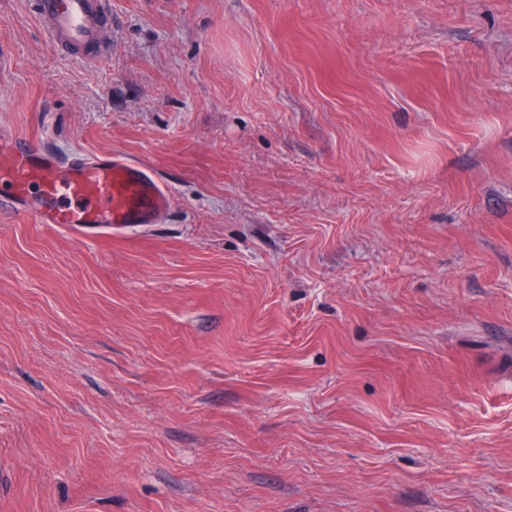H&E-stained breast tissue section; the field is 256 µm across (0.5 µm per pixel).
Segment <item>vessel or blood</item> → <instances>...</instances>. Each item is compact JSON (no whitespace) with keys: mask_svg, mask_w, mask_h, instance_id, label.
<instances>
[{"mask_svg":"<svg viewBox=\"0 0 512 512\" xmlns=\"http://www.w3.org/2000/svg\"><path fill=\"white\" fill-rule=\"evenodd\" d=\"M45 42L55 52L92 63L110 51L111 0H31ZM174 198L143 164L112 153L61 159L38 144L0 136V208L38 224L84 233L158 223Z\"/></svg>","mask_w":512,"mask_h":512,"instance_id":"vessel-or-blood-1","label":"vessel or blood"}]
</instances>
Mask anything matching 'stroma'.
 Instances as JSON below:
<instances>
[{"instance_id":"stroma-1","label":"stroma","mask_w":512,"mask_h":512,"mask_svg":"<svg viewBox=\"0 0 512 512\" xmlns=\"http://www.w3.org/2000/svg\"><path fill=\"white\" fill-rule=\"evenodd\" d=\"M0 0V131L175 205L0 212V512H512V0ZM45 42L55 52L92 63L110 52L111 0H31Z\"/></svg>"}]
</instances>
